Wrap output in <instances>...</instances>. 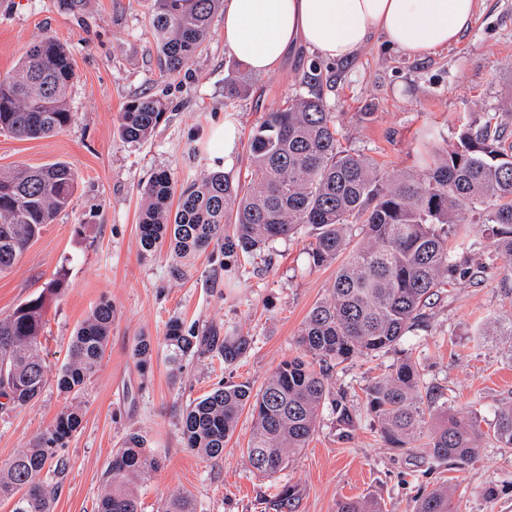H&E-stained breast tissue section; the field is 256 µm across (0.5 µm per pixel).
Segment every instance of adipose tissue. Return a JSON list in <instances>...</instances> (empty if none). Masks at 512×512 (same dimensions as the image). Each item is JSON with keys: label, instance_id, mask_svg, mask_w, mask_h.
<instances>
[{"label": "adipose tissue", "instance_id": "obj_1", "mask_svg": "<svg viewBox=\"0 0 512 512\" xmlns=\"http://www.w3.org/2000/svg\"><path fill=\"white\" fill-rule=\"evenodd\" d=\"M478 0H224V43L253 72L302 46L345 62L373 38L410 58L458 44Z\"/></svg>", "mask_w": 512, "mask_h": 512}]
</instances>
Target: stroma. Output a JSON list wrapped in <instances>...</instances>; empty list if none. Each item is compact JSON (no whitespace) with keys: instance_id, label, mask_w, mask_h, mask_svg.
I'll return each mask as SVG.
<instances>
[{"instance_id":"stroma-1","label":"stroma","mask_w":512,"mask_h":512,"mask_svg":"<svg viewBox=\"0 0 512 512\" xmlns=\"http://www.w3.org/2000/svg\"><path fill=\"white\" fill-rule=\"evenodd\" d=\"M148 0H90L85 12L63 10L59 0H0V73L16 67L26 48L51 36L69 49L76 77L69 90L71 124L52 137L25 139L0 133V169L61 161L76 173L69 206L46 225L13 269L0 275V318L62 280L45 315L43 357L49 374L68 358L72 336L103 299L115 309L109 343L98 371L80 394L48 384L34 404L0 411V463L31 445L57 414L83 409L81 429L63 451L67 462L54 512H96L103 474L132 431L146 436L160 469L140 485L142 512H161L175 492L191 493L198 512H277L275 495L293 485L294 512H336L343 499L374 498L385 512H414L421 492L444 484L455 491L458 512H512V448L486 445L472 464L432 459L426 448L406 455L388 448L370 415L365 390L406 357L426 366V383L439 387L449 411H477L483 428L494 425L512 401V358L499 336L483 341L474 331L490 316H512L503 289V260L493 240L472 225L458 259L480 274L442 288L427 328L392 350L336 367L331 383L345 391L357 419L340 423L324 408L307 448L278 473L253 470L242 450L252 420L242 413L212 464L186 448L183 410L222 380L259 390L284 360L300 353L298 331L323 301L336 265L311 267L302 233L251 256L228 257L220 247L188 258L140 244L141 189L167 172L182 188L215 169L238 177L246 147L263 114L292 95L320 94L343 135L342 143L379 163L392 177L417 170L423 142L440 147L455 139L475 113H494L512 95V0H480L474 22L454 47L408 58L375 42L346 64L300 49L274 72L257 75L224 43V17L216 15L199 54L174 77L161 76ZM235 70L244 90L224 106V78ZM161 98L164 121L145 140L119 135L124 105L139 96ZM232 130V148L224 146ZM174 317L199 334L233 329L250 337L233 364L217 354L187 357L172 371L162 336ZM154 343L148 366L132 351L139 337ZM495 487L494 497L485 490Z\"/></svg>"}]
</instances>
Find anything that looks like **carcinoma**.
Here are the masks:
<instances>
[{
  "label": "carcinoma",
  "instance_id": "1",
  "mask_svg": "<svg viewBox=\"0 0 512 512\" xmlns=\"http://www.w3.org/2000/svg\"><path fill=\"white\" fill-rule=\"evenodd\" d=\"M160 73L181 72L204 44L224 0H150ZM76 77L66 47L52 37L31 45L11 71L0 74V132L38 139L64 130L72 121L68 91ZM165 115L151 96L129 101L121 113L122 140L147 138ZM512 95L493 116H475L456 139L435 149L414 174L391 178L369 158L340 146L336 113L318 94L299 95L265 113L248 142L244 178L216 170L202 182L181 189L171 207L172 181L164 171L143 188L140 241L148 251L168 245L178 258L213 243L224 256L257 252L302 231L312 235L311 264L321 267L345 256L329 297L307 314L298 334L302 355L282 362L258 392L245 384H222L191 403L181 420L185 445L206 460H224V447L243 411L252 430L243 449L252 468L265 474L282 470L305 448L325 404L344 424L353 422L343 391H333L330 368L374 357L396 347L407 332L427 322L426 309L438 288L469 274L455 259L449 240L462 224H479L506 260L504 281L512 283ZM75 173L56 162L39 167L0 169V273L38 238L71 201ZM362 238L350 246L349 229ZM62 286L50 284L0 319V410L36 401L48 382L41 355L47 304ZM113 309L100 301L76 330L69 359L57 374V387L81 391L104 356ZM481 336L512 339V318L492 322ZM173 367L184 357L215 353L231 364L250 347L246 336H197L179 318L163 336ZM153 346L141 337L134 355L145 366ZM424 369L404 359L367 388V407L390 448L409 450L423 443L432 458L465 466L481 453L485 439L512 448V402L499 408L485 431L474 412L445 413L448 399L425 385ZM75 406L61 412L30 447L0 465V500L11 512H53L58 487L47 482L66 466L62 448L82 425ZM160 466L147 439L132 432L112 454L97 512H140L137 484ZM163 512H197L187 493L172 495ZM336 512H383L376 500H342ZM415 512H455L446 487L421 495Z\"/></svg>",
  "mask_w": 512,
  "mask_h": 512
}]
</instances>
